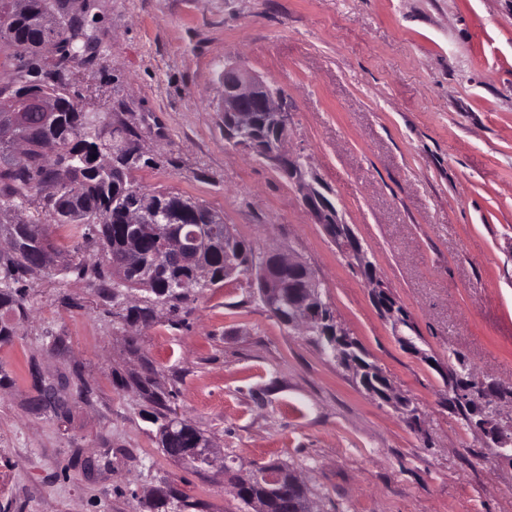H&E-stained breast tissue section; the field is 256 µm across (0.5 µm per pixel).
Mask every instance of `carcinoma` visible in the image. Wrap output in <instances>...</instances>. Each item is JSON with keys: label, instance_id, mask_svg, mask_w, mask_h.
<instances>
[{"label": "carcinoma", "instance_id": "1", "mask_svg": "<svg viewBox=\"0 0 512 512\" xmlns=\"http://www.w3.org/2000/svg\"><path fill=\"white\" fill-rule=\"evenodd\" d=\"M60 0H0V42L14 50L18 61V79L11 87L0 89V96L21 99L32 92L55 98L63 105L60 120L53 126L44 124L40 113L27 112L14 130L20 140L36 141L50 154H33L22 165L11 160V145L0 141V209L31 206L35 214L20 223L7 224L0 230L12 239L11 252L0 254V338L14 335V326L4 316L24 317L23 289L18 287L21 273L42 263L54 268L61 259L51 242L49 225L41 215L46 213L54 223L68 227L75 241L92 238L101 246L106 262L124 288H140L172 309L187 296L172 294L169 285L176 279L188 278L199 267L208 269L210 278L201 288H209L229 279L226 256L254 260L252 246L236 233H224V225L208 227L209 246L202 251L194 266H175L164 260L169 237L177 231L206 224L211 208L196 202V211L188 224H176L173 210L183 196L172 191H144L133 184L129 169H112V165L94 162L93 156H112V132L107 130L106 115L71 102L66 86L71 65L82 61L92 48L93 30L83 22L61 23L57 26L58 48L54 62L48 64L40 55L42 31L40 20L54 12ZM150 195V204L164 203L156 222L144 229L125 220V211L143 206V197ZM63 271L78 277L102 275L96 266L70 261ZM133 382L158 405H165L166 395L155 390L150 375ZM40 407L60 413L64 403L53 381L39 380ZM202 433L186 422L158 427L162 451L177 461L187 448H192ZM278 484L256 479L242 489L238 499L247 507L252 501L263 503L265 512H287L290 504L302 505L312 492L294 480V470L279 464ZM192 504L186 497L171 490L150 501L151 512H187Z\"/></svg>", "mask_w": 512, "mask_h": 512}]
</instances>
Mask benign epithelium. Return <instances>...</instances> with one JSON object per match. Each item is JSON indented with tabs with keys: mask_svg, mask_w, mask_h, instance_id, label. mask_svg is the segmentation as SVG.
Instances as JSON below:
<instances>
[{
	"mask_svg": "<svg viewBox=\"0 0 512 512\" xmlns=\"http://www.w3.org/2000/svg\"><path fill=\"white\" fill-rule=\"evenodd\" d=\"M220 82L223 91L219 107L224 112V140L250 152L294 184L314 222L323 226L326 234L341 246L349 262L357 266L362 278L372 286L375 304L383 318L396 327L401 325L404 311L399 309L377 270L367 260L351 225L345 222L337 205L328 197V188L307 163L283 149L284 139L273 141V137L288 130L292 122V113L284 97L270 82L231 59L224 60ZM30 109L42 113L44 122L56 123L59 107L39 94L29 95L22 105L10 98L8 106H0V112L13 118ZM206 243L205 233L195 230L185 238L171 240L166 257L170 261L181 260L204 248ZM260 274L266 282L263 296L272 306L288 299V316L284 321L289 328H300L307 336L319 328L323 314L321 295L316 288L318 279L306 263L281 252H269L260 265ZM334 339L336 347L343 350L339 363L354 373L359 385L371 396L392 406L409 425H417L418 413L411 411L407 397L394 394L390 382L376 367L356 355L350 357L344 353L353 339L339 324L334 329ZM499 389L496 383L481 382L473 416L476 417L474 425L490 446L504 449L512 445V429L500 426L493 418ZM218 454L219 449L210 443L205 448L188 449L187 459L201 467H210Z\"/></svg>",
	"mask_w": 512,
	"mask_h": 512,
	"instance_id": "benign-epithelium-1",
	"label": "benign epithelium"
}]
</instances>
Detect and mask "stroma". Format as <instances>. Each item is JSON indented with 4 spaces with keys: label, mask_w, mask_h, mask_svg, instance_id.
Wrapping results in <instances>:
<instances>
[{
    "label": "stroma",
    "mask_w": 512,
    "mask_h": 512,
    "mask_svg": "<svg viewBox=\"0 0 512 512\" xmlns=\"http://www.w3.org/2000/svg\"><path fill=\"white\" fill-rule=\"evenodd\" d=\"M96 42L70 90L139 150L149 191L203 202L256 256L316 272L337 321L419 426L280 325L253 275L191 290L178 311L142 290L32 270L27 318L0 341V512H147L173 487L196 512H250L222 466L158 446L152 373L175 416L234 470L292 466L320 512H512V465L448 402L457 356L512 386V0H94ZM288 95L287 150L333 192L403 307L415 350L315 224L292 183L224 141L220 66ZM151 305L149 325L127 308ZM62 382L57 418L33 373Z\"/></svg>",
    "instance_id": "obj_1"
}]
</instances>
